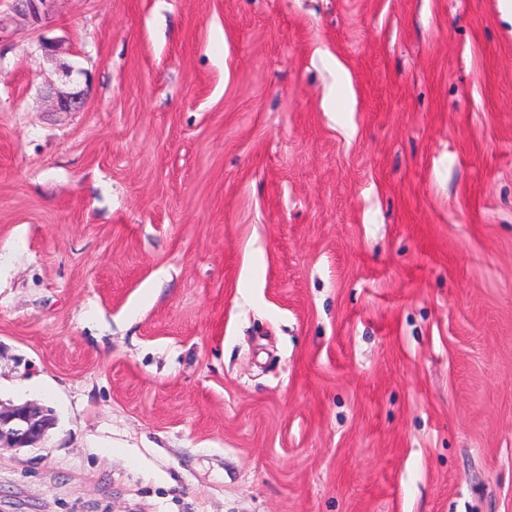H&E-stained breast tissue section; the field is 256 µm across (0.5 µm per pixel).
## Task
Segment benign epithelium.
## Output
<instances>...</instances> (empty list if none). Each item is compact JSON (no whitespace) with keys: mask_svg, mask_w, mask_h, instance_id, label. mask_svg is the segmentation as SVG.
Instances as JSON below:
<instances>
[{"mask_svg":"<svg viewBox=\"0 0 512 512\" xmlns=\"http://www.w3.org/2000/svg\"><path fill=\"white\" fill-rule=\"evenodd\" d=\"M57 111L79 112L84 100L75 92H56ZM55 425L50 410L31 403L0 405V448H28L44 440Z\"/></svg>","mask_w":512,"mask_h":512,"instance_id":"1","label":"benign epithelium"}]
</instances>
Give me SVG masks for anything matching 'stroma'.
<instances>
[{
  "label": "stroma",
  "mask_w": 512,
  "mask_h": 512,
  "mask_svg": "<svg viewBox=\"0 0 512 512\" xmlns=\"http://www.w3.org/2000/svg\"><path fill=\"white\" fill-rule=\"evenodd\" d=\"M26 402L0 512H512V0H0ZM54 425L48 409L31 403L9 407L0 403V448L34 447Z\"/></svg>",
  "instance_id": "1"
}]
</instances>
